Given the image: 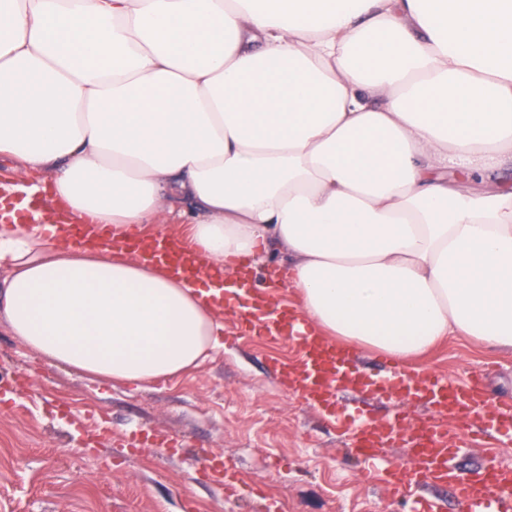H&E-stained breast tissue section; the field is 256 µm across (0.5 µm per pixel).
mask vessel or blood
I'll return each mask as SVG.
<instances>
[{
    "instance_id": "b4317fda",
    "label": "vessel or blood",
    "mask_w": 512,
    "mask_h": 512,
    "mask_svg": "<svg viewBox=\"0 0 512 512\" xmlns=\"http://www.w3.org/2000/svg\"><path fill=\"white\" fill-rule=\"evenodd\" d=\"M70 241L125 249L177 276L195 269L194 247L185 237L118 241L105 226L78 224ZM233 309L240 333L291 344L292 356L268 360L277 381L350 442L365 464L368 480L381 481L393 494L412 498V512H437L433 500L418 494L427 485L449 488L460 512H512L511 465L491 458L480 471L469 474L452 464L466 446L501 438L512 441V401L491 399L475 380L463 381L432 370L412 374L410 366L401 361L386 362L375 374L364 372L354 364L352 346L318 335L295 304L272 301L263 289H245ZM344 391L373 401H393L398 409L379 420L368 407L344 405L340 399ZM412 407L425 409V419H407ZM397 447L415 449L413 460L388 461V450ZM202 472L230 495L243 482L234 466L216 460L205 463Z\"/></svg>"
}]
</instances>
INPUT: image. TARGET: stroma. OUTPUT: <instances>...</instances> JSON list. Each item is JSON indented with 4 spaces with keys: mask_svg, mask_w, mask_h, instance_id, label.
Here are the masks:
<instances>
[{
    "mask_svg": "<svg viewBox=\"0 0 512 512\" xmlns=\"http://www.w3.org/2000/svg\"><path fill=\"white\" fill-rule=\"evenodd\" d=\"M239 340L197 368L145 385L108 384L45 364L0 328V512H408L379 485L317 412L281 390L265 358ZM414 368L459 379L478 374L494 398L512 396V348L451 336ZM146 428L179 447L132 449L118 438ZM221 456L247 488L225 496L200 473Z\"/></svg>",
    "mask_w": 512,
    "mask_h": 512,
    "instance_id": "35a3bbf8",
    "label": "stroma"
}]
</instances>
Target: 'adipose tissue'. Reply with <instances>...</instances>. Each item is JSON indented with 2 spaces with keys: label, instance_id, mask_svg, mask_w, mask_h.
I'll list each match as a JSON object with an SVG mask.
<instances>
[{
  "label": "adipose tissue",
  "instance_id": "obj_1",
  "mask_svg": "<svg viewBox=\"0 0 512 512\" xmlns=\"http://www.w3.org/2000/svg\"><path fill=\"white\" fill-rule=\"evenodd\" d=\"M203 270L284 249L311 326L408 360L512 347V0H0V156ZM460 170L464 179L448 173ZM0 219V326L139 383L224 345V294Z\"/></svg>",
  "mask_w": 512,
  "mask_h": 512
}]
</instances>
